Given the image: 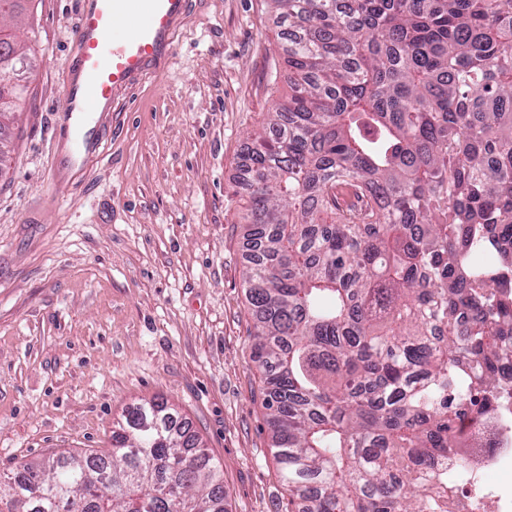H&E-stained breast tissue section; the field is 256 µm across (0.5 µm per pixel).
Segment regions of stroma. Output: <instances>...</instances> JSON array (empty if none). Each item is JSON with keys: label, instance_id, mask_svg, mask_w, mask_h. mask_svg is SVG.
I'll use <instances>...</instances> for the list:
<instances>
[{"label": "stroma", "instance_id": "35a3bbf8", "mask_svg": "<svg viewBox=\"0 0 512 512\" xmlns=\"http://www.w3.org/2000/svg\"><path fill=\"white\" fill-rule=\"evenodd\" d=\"M78 0H25V104L0 127V475L105 454L144 399L174 408L224 471L227 512H286L243 278L240 167L287 93L269 0H194L170 66L120 105L101 158L51 188L52 111Z\"/></svg>", "mask_w": 512, "mask_h": 512}]
</instances>
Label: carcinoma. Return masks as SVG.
I'll list each match as a JSON object with an SVG mask.
<instances>
[{"label":"carcinoma","instance_id":"carcinoma-1","mask_svg":"<svg viewBox=\"0 0 512 512\" xmlns=\"http://www.w3.org/2000/svg\"><path fill=\"white\" fill-rule=\"evenodd\" d=\"M270 2L289 91L244 158L245 280L279 474L296 512H440L438 458L512 359V0ZM15 44L0 28V127L26 93ZM2 485L14 512H226L156 398L112 454Z\"/></svg>","mask_w":512,"mask_h":512}]
</instances>
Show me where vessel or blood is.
Returning <instances> with one entry per match:
<instances>
[{
  "instance_id": "b4317fda",
  "label": "vessel or blood",
  "mask_w": 512,
  "mask_h": 512,
  "mask_svg": "<svg viewBox=\"0 0 512 512\" xmlns=\"http://www.w3.org/2000/svg\"><path fill=\"white\" fill-rule=\"evenodd\" d=\"M190 0H79L72 61L55 110L60 143L55 183L101 154L122 95L164 69Z\"/></svg>"
}]
</instances>
